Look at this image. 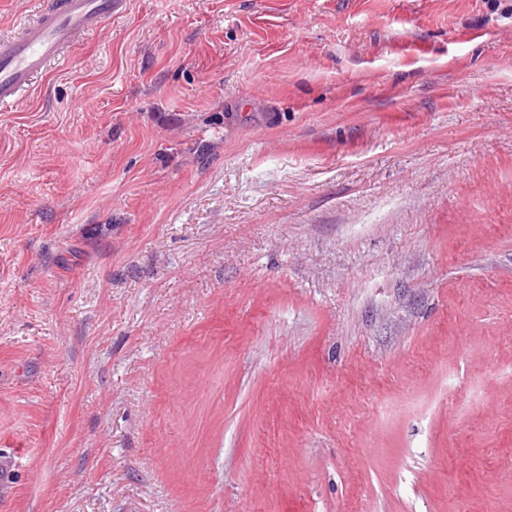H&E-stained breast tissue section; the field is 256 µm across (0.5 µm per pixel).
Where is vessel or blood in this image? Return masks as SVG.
Wrapping results in <instances>:
<instances>
[{"label":"vessel or blood","instance_id":"1","mask_svg":"<svg viewBox=\"0 0 512 512\" xmlns=\"http://www.w3.org/2000/svg\"><path fill=\"white\" fill-rule=\"evenodd\" d=\"M126 0H41L38 18L17 36L0 37V109L14 108L64 59L77 35L95 31L124 11Z\"/></svg>","mask_w":512,"mask_h":512}]
</instances>
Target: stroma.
Here are the masks:
<instances>
[{"mask_svg": "<svg viewBox=\"0 0 512 512\" xmlns=\"http://www.w3.org/2000/svg\"><path fill=\"white\" fill-rule=\"evenodd\" d=\"M512 0H128L0 111V512H512Z\"/></svg>", "mask_w": 512, "mask_h": 512, "instance_id": "stroma-1", "label": "stroma"}]
</instances>
